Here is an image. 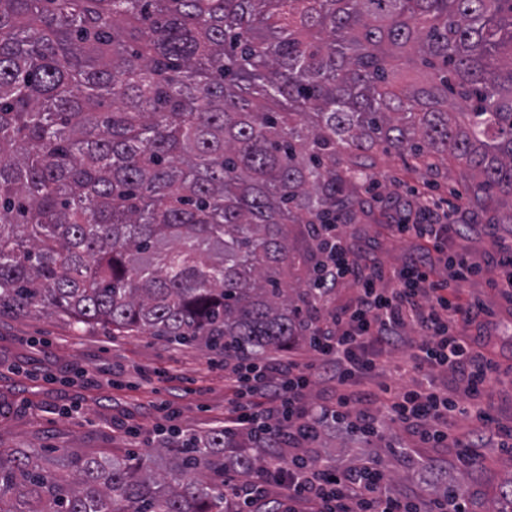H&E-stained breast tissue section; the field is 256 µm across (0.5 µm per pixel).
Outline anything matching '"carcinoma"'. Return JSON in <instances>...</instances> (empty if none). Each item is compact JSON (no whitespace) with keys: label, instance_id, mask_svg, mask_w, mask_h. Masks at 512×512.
Listing matches in <instances>:
<instances>
[{"label":"carcinoma","instance_id":"cac0c4a2","mask_svg":"<svg viewBox=\"0 0 512 512\" xmlns=\"http://www.w3.org/2000/svg\"><path fill=\"white\" fill-rule=\"evenodd\" d=\"M512 224V0H0V312L252 358L310 339L368 156ZM224 429L0 448V512H229ZM490 512H512V480Z\"/></svg>","mask_w":512,"mask_h":512}]
</instances>
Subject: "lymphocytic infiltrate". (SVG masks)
<instances>
[{
  "label": "lymphocytic infiltrate",
  "instance_id": "lymphocytic-infiltrate-1",
  "mask_svg": "<svg viewBox=\"0 0 512 512\" xmlns=\"http://www.w3.org/2000/svg\"><path fill=\"white\" fill-rule=\"evenodd\" d=\"M455 203L426 200L418 223L391 225L394 238L431 244L436 255L446 256L453 267L452 280L431 277V262L419 259L393 273L394 287L382 288V270L365 272L359 257L351 255L336 232L327 234L326 270L340 280L352 281L357 294L348 306L327 309L313 329L310 349L316 362L292 358L287 364L238 362L224 372L230 397L224 405V481L231 486L236 512H254L269 487L282 489L287 500L282 512H466L467 500L459 497L425 502L419 496L393 492L386 471L366 464L356 469L311 464L304 457H283L274 442L296 446L320 430L343 426L368 438L379 434L384 423L411 427L420 441H453L464 459L475 456L477 442L496 434L500 447L512 451V428L496 424L479 399L497 371L496 362L478 351L459 326L478 318L482 309L462 302V284L477 269L466 255L452 250L461 234L454 224ZM420 340H410L407 328ZM409 345L414 387L398 389L376 376L391 349ZM336 381L331 404L309 399L320 372ZM447 371L462 376L467 400H459L437 387L432 374ZM377 406L378 415L358 409V401ZM474 421V429L461 428V420ZM271 442L268 459L258 473L240 479L235 460L246 446Z\"/></svg>",
  "mask_w": 512,
  "mask_h": 512
}]
</instances>
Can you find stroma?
<instances>
[{
    "mask_svg": "<svg viewBox=\"0 0 512 512\" xmlns=\"http://www.w3.org/2000/svg\"><path fill=\"white\" fill-rule=\"evenodd\" d=\"M376 181L362 196L368 213L359 223L341 225L348 249L370 259L384 271L420 256L406 240H389L385 225L398 221L396 203L412 190L450 199L462 195L461 185L446 176L414 169L398 155L374 156ZM471 228L455 246L481 276L462 288L481 303L487 315L470 326L471 340L492 352L498 372L486 385L481 401L491 417L512 425V302L495 288L488 275L498 260L499 245L512 244V224L489 235L485 213H466ZM215 353L195 343L178 346L149 333L115 336L97 326L74 330L59 316L0 313V446L36 451L67 448L80 455L111 458L131 452L152 455L160 444L158 427L167 420L160 411L169 403L179 413V437L215 427L224 415V375L207 369ZM313 462L332 459L341 468L376 463L395 480L399 490L427 495L432 480L464 484L472 512H484L512 477V456L496 443L481 449L474 469L462 470L450 443L424 444L397 425L385 438L364 440L335 429L324 430L314 447L302 449ZM435 464V473L411 469L409 459Z\"/></svg>",
    "mask_w": 512,
    "mask_h": 512,
    "instance_id": "35a3bbf8",
    "label": "stroma"
}]
</instances>
